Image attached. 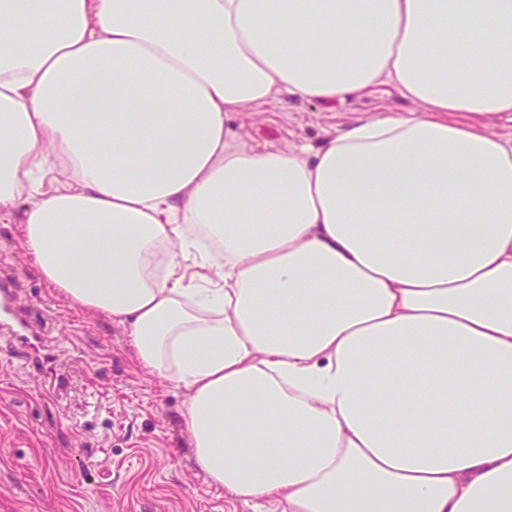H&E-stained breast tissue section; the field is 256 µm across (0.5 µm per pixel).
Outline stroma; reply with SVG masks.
<instances>
[{
    "label": "stroma",
    "instance_id": "35a3bbf8",
    "mask_svg": "<svg viewBox=\"0 0 512 512\" xmlns=\"http://www.w3.org/2000/svg\"><path fill=\"white\" fill-rule=\"evenodd\" d=\"M412 108L383 87L343 102L272 101L232 123L254 144L285 147ZM22 213L0 220V270L70 387L56 391L0 336V512H254L196 467L186 391L137 363L124 325L77 309L25 258Z\"/></svg>",
    "mask_w": 512,
    "mask_h": 512
}]
</instances>
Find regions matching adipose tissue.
<instances>
[{
    "label": "adipose tissue",
    "instance_id": "obj_1",
    "mask_svg": "<svg viewBox=\"0 0 512 512\" xmlns=\"http://www.w3.org/2000/svg\"><path fill=\"white\" fill-rule=\"evenodd\" d=\"M363 47L352 61L338 46ZM409 112L258 147L232 113ZM512 0H0V214L256 512H512Z\"/></svg>",
    "mask_w": 512,
    "mask_h": 512
}]
</instances>
